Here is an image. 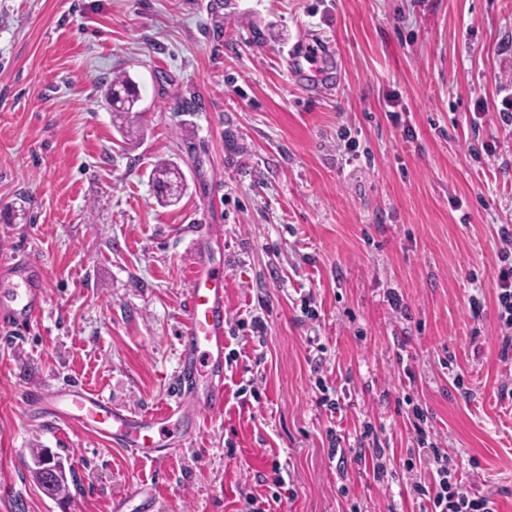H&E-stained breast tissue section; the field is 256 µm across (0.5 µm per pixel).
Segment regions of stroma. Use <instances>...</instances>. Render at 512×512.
<instances>
[{"instance_id": "obj_1", "label": "stroma", "mask_w": 512, "mask_h": 512, "mask_svg": "<svg viewBox=\"0 0 512 512\" xmlns=\"http://www.w3.org/2000/svg\"><path fill=\"white\" fill-rule=\"evenodd\" d=\"M311 35L329 50L293 66ZM121 72L141 96L130 140L101 101ZM507 100L512 0H0V260L35 255L47 302L28 334L0 331V512H112L144 484L153 512H243L278 472L284 512H419L425 464L379 481L355 454L367 424L399 461L417 450L412 402L512 512ZM164 161L186 184L172 206L150 181ZM198 251L224 267L235 360L182 451L155 465L25 412L28 388L62 381L136 412L170 401ZM254 316L265 339L243 342ZM317 357L341 417L317 404ZM39 448L73 468L69 497L34 482ZM502 245L499 256L495 284L499 305V322L502 327L500 361L512 363V336L504 334L503 329H512V224L499 225L496 231Z\"/></svg>"}]
</instances>
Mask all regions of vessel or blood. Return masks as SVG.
Segmentation results:
<instances>
[{"instance_id":"vessel-or-blood-1","label":"vessel or blood","mask_w":512,"mask_h":512,"mask_svg":"<svg viewBox=\"0 0 512 512\" xmlns=\"http://www.w3.org/2000/svg\"><path fill=\"white\" fill-rule=\"evenodd\" d=\"M188 282L185 315L177 338L176 392L165 406L132 412L68 382L28 390L23 406L126 449L134 458L164 462L175 452L172 434L224 407V270L200 258L190 263ZM45 309L43 271L38 261L17 253L0 263V328L24 333L38 323ZM155 501L154 491L141 487L115 500L112 509L149 512Z\"/></svg>"}]
</instances>
